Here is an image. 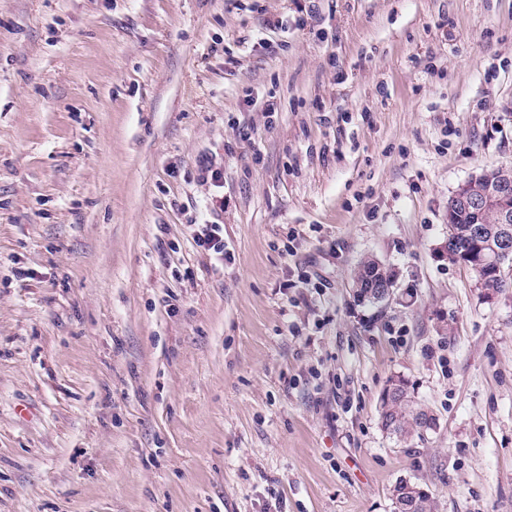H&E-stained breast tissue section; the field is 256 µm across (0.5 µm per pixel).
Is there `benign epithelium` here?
<instances>
[{
    "mask_svg": "<svg viewBox=\"0 0 512 512\" xmlns=\"http://www.w3.org/2000/svg\"><path fill=\"white\" fill-rule=\"evenodd\" d=\"M460 211L496 214L499 224L498 253L496 266L491 269L499 280L506 279L504 267L512 265V179L506 168L500 167L484 172L479 177L461 184L448 200V214ZM428 491L409 480L401 483L394 493L396 512H416L419 498Z\"/></svg>",
    "mask_w": 512,
    "mask_h": 512,
    "instance_id": "7a95c632",
    "label": "benign epithelium"
}]
</instances>
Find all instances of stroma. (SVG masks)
Segmentation results:
<instances>
[{"mask_svg":"<svg viewBox=\"0 0 512 512\" xmlns=\"http://www.w3.org/2000/svg\"><path fill=\"white\" fill-rule=\"evenodd\" d=\"M510 164L512 0H0V512H512V288L439 254ZM195 245L216 260L224 262L223 224H192ZM389 276H391V274L375 260L366 259L359 263L355 271L354 284L357 282L359 285L358 291L361 294L367 295L369 291L367 288H369L371 280H383L385 277L389 278ZM388 386L396 382L401 384V395L380 406L379 417L383 422V429L388 426H394L393 432H388L395 436L404 437L411 434H419L433 429L436 426V419L430 411L415 400L408 384L403 380H389ZM388 382V383H389ZM429 419L432 426L424 428L425 420ZM400 486L402 488L399 489ZM398 489L399 491H397ZM393 491H396L393 497L396 512H416L419 507V498L429 494L427 490L409 480H404L403 482L401 480L396 483L392 493Z\"/></svg>","mask_w":512,"mask_h":512,"instance_id":"35a3bbf8","label":"stroma"}]
</instances>
